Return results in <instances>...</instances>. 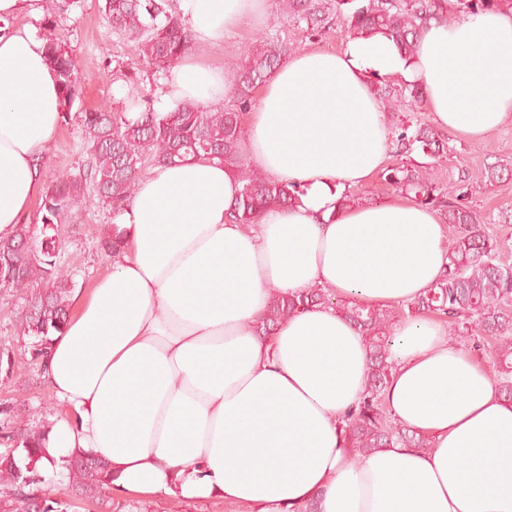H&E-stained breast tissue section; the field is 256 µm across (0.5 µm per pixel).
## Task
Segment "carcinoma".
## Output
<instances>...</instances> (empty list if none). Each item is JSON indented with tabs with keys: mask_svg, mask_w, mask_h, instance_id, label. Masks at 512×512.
<instances>
[{
	"mask_svg": "<svg viewBox=\"0 0 512 512\" xmlns=\"http://www.w3.org/2000/svg\"><path fill=\"white\" fill-rule=\"evenodd\" d=\"M346 3L348 0H280L290 21L304 25L309 32L332 28L340 21V30L350 36L382 34L408 54L414 52L420 30L432 18L450 21L458 9L477 13L512 7V0H363L346 15L341 12ZM102 11L112 33L135 43L138 64L157 73L168 72L190 48L188 32L170 0H103ZM47 52L61 86L62 119L66 120L76 97L75 65L68 48L56 39H47ZM291 52L292 46L278 37L247 50L236 73L232 104L227 107L186 103L161 113L154 108L153 96L134 84L128 99L137 109L136 119L105 104L79 113L89 154L86 170L56 173L40 199L41 224L34 229L20 224L12 236L0 240V288L17 293L24 301L17 331L37 339L38 355L46 353L51 336L62 332L70 316L73 282L57 258L61 250L59 225L74 207L105 205L115 219L147 169L189 157L217 160L237 175L240 189L231 213L238 223L253 224L265 210L299 201L301 189L267 178L241 154V144L248 137L244 116L252 109L254 94ZM380 93L399 106L415 105L424 97L417 84H387ZM392 140L400 152L419 146L437 157L448 150V143L422 123L396 127ZM382 176L387 184L414 194L420 204L438 209L455 228L448 240L449 263L443 277L405 309L374 308L354 301L338 304L332 293L310 288L294 298H274L257 326V332L268 337L298 308L323 305L335 308L359 329L370 367L364 399L344 426L348 448L355 457L393 444L431 448L427 437L400 424L384 402L393 368L392 329L408 316L438 314L448 320L450 336L491 339L489 353L498 367L499 392L512 402V264L501 257L506 244L491 238L489 231L491 224L511 221L512 209L496 216L480 214L465 203L467 186L455 183L436 194L425 171L387 167ZM39 281L44 289L28 295ZM45 442V429L26 428L18 435L19 455H0V486L12 492L11 512H59L56 501L33 490L42 482L40 469L47 465L61 466L79 494L108 505L106 491L112 488V476L107 463L77 453L58 462L48 454Z\"/></svg>",
	"mask_w": 512,
	"mask_h": 512,
	"instance_id": "1",
	"label": "carcinoma"
}]
</instances>
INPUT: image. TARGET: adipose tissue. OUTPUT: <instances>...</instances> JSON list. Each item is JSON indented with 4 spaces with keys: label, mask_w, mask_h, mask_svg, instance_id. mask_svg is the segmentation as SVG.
Masks as SVG:
<instances>
[{
    "label": "adipose tissue",
    "mask_w": 512,
    "mask_h": 512,
    "mask_svg": "<svg viewBox=\"0 0 512 512\" xmlns=\"http://www.w3.org/2000/svg\"><path fill=\"white\" fill-rule=\"evenodd\" d=\"M267 0H176L200 49L169 72L154 107L218 106L235 76L206 51ZM44 0H0V238L24 223L59 123L46 43L24 26ZM420 85L433 121L467 141L512 123V11L433 21L413 58L385 36L304 51L262 87L248 150L268 177L297 185L288 210L244 225L238 183L215 161L153 167L117 224L112 269L75 296L40 367L68 416L55 457L108 462L133 498L218 496L254 512H512V403L432 317L400 321L384 401L432 450L353 457L342 424L365 392L362 336L334 309L255 332L273 298L322 288L373 307L424 294L448 262L438 211L405 197L339 210L343 187L381 171L391 126L368 75Z\"/></svg>",
    "instance_id": "1"
}]
</instances>
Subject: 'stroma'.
Returning a JSON list of instances; mask_svg holds the SVG:
<instances>
[{
	"label": "stroma",
	"mask_w": 512,
	"mask_h": 512,
	"mask_svg": "<svg viewBox=\"0 0 512 512\" xmlns=\"http://www.w3.org/2000/svg\"><path fill=\"white\" fill-rule=\"evenodd\" d=\"M102 0H83L81 8L65 13L54 29V35L66 44L76 65L78 77L73 118L56 129L50 153L43 161V176L51 178L61 170H72L88 161L82 128L77 113L93 109L101 103H111L121 109L127 94L124 76L135 73L140 86L149 93L164 89L165 78L145 67H135L133 42L113 36L106 27L101 12ZM281 37L288 39L294 52L310 50L338 51L346 42L338 29L308 34L280 12L277 0H268L265 16L240 25L224 39L222 50L213 52L215 62L236 71L245 48L259 41ZM512 168V124L492 133L480 143L450 138L446 155L434 158L422 149L410 153L389 151L386 166L410 169L431 168L437 187L465 181L469 186L467 203L487 214L512 205V177L488 182L487 168L493 164ZM112 221L109 209L80 207L60 227L63 249L61 265L71 274L75 293L91 288L94 281L111 269V259L100 247L105 227ZM22 305L18 296L0 289V453L13 451L9 432L19 424L52 425L65 411L57 401L49 383L43 378L38 363L33 362L28 336L18 335L15 317ZM44 493L63 505L68 512H245L244 508L216 497L208 501H188L176 497L130 498L110 493L108 510L91 500L72 496L68 480L60 471L43 470Z\"/></svg>",
	"instance_id": "1"
}]
</instances>
